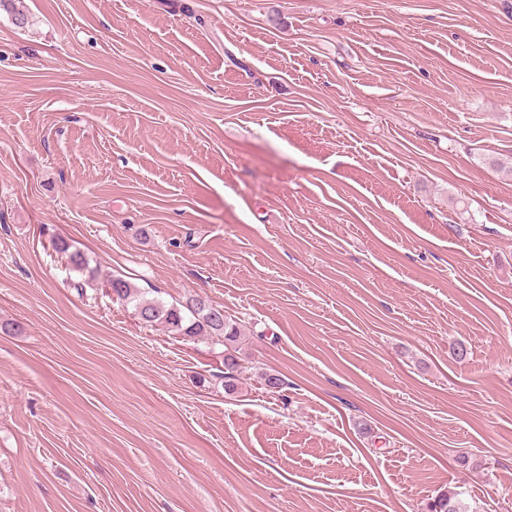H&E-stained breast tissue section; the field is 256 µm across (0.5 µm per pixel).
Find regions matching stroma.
Instances as JSON below:
<instances>
[{"label":"stroma","instance_id":"35a3bbf8","mask_svg":"<svg viewBox=\"0 0 512 512\" xmlns=\"http://www.w3.org/2000/svg\"><path fill=\"white\" fill-rule=\"evenodd\" d=\"M19 7L0 512H512V0ZM113 276L240 322L237 390ZM460 487L449 488L435 497L429 504V512H467L463 502L464 491Z\"/></svg>","mask_w":512,"mask_h":512}]
</instances>
